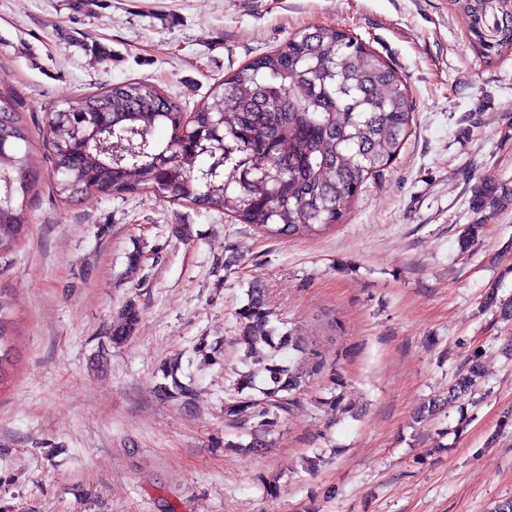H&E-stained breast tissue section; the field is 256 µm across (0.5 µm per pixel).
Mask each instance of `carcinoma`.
I'll list each match as a JSON object with an SVG mask.
<instances>
[{
  "label": "carcinoma",
  "instance_id": "cac0c4a2",
  "mask_svg": "<svg viewBox=\"0 0 512 512\" xmlns=\"http://www.w3.org/2000/svg\"><path fill=\"white\" fill-rule=\"evenodd\" d=\"M474 28L488 25V0H467ZM402 80L358 38L336 27L301 31L253 58L222 82L186 119L179 105L146 81H125L88 95L47 117L53 150L52 182L63 201L88 193L124 196L149 191L237 220L282 238H301L340 223L348 200L369 175L400 151L410 125ZM180 132L164 147L154 132ZM224 174L211 175L219 157ZM41 179L31 156V131L8 95L0 94V259L27 235L25 203ZM512 201V189L492 178L473 187L476 212ZM484 306L512 316V299L495 290ZM13 303L0 291V379L10 364ZM140 319L133 299L121 309L109 341L127 342ZM240 339L255 369L236 382L238 393L264 378L259 398L224 404V417L249 428L247 444L226 448L258 452L270 446L303 387L281 350L305 353L301 337L278 332L265 291L254 284L237 312ZM471 354L448 387V401L474 392L481 361Z\"/></svg>",
  "mask_w": 512,
  "mask_h": 512
}]
</instances>
